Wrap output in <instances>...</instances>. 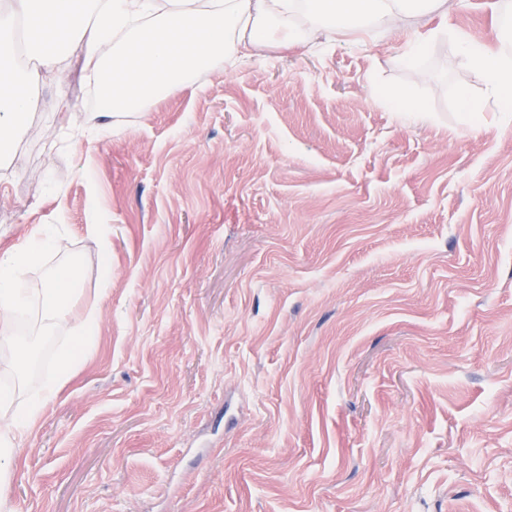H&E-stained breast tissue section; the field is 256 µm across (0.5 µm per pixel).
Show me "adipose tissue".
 Instances as JSON below:
<instances>
[{
    "label": "adipose tissue",
    "instance_id": "1",
    "mask_svg": "<svg viewBox=\"0 0 512 512\" xmlns=\"http://www.w3.org/2000/svg\"><path fill=\"white\" fill-rule=\"evenodd\" d=\"M492 44L469 42L466 54L499 111L512 112V0H496ZM447 10V0H0V162L12 160L14 139L40 108L39 88L62 74L65 47L81 46L100 112L91 113L89 140L108 136L111 115L143 112L155 101L213 69L233 46L261 50L273 41L313 44L357 29L392 32ZM58 225L41 224L19 245L0 250V348L14 346L19 317L35 312L41 330L67 322L76 275L50 272L41 287L25 274L46 254H62ZM78 345L58 354L55 369L24 401L0 391V480L18 442L41 418L61 383L79 364L96 331L81 322Z\"/></svg>",
    "mask_w": 512,
    "mask_h": 512
}]
</instances>
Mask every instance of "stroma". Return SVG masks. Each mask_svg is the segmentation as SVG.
<instances>
[{"label":"stroma","mask_w":512,"mask_h":512,"mask_svg":"<svg viewBox=\"0 0 512 512\" xmlns=\"http://www.w3.org/2000/svg\"><path fill=\"white\" fill-rule=\"evenodd\" d=\"M494 2L271 44L91 144L70 46L0 167V249L59 225L29 279L74 264L98 330L14 451L15 512H512V116L454 39L492 43Z\"/></svg>","instance_id":"obj_1"}]
</instances>
